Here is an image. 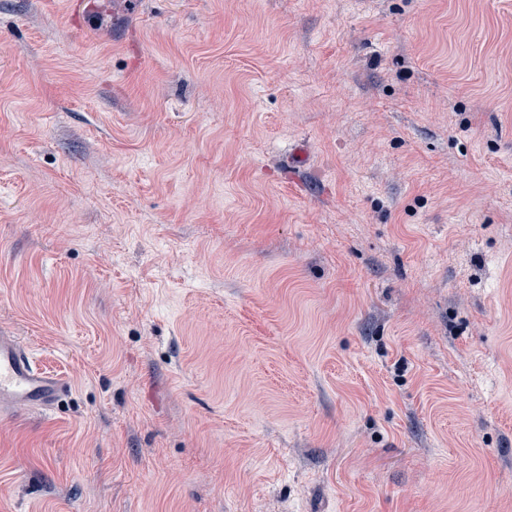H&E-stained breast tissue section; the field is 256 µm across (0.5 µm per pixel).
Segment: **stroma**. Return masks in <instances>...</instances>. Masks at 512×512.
<instances>
[{"label":"stroma","mask_w":512,"mask_h":512,"mask_svg":"<svg viewBox=\"0 0 512 512\" xmlns=\"http://www.w3.org/2000/svg\"><path fill=\"white\" fill-rule=\"evenodd\" d=\"M1 332L0 512H512V0H0ZM70 391L57 374L40 367L17 336L0 334V412L25 409L51 412Z\"/></svg>","instance_id":"obj_1"}]
</instances>
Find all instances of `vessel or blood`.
Instances as JSON below:
<instances>
[{
    "mask_svg": "<svg viewBox=\"0 0 512 512\" xmlns=\"http://www.w3.org/2000/svg\"><path fill=\"white\" fill-rule=\"evenodd\" d=\"M70 390L56 374L40 367L20 338L0 334V412H51Z\"/></svg>",
    "mask_w": 512,
    "mask_h": 512,
    "instance_id": "obj_1",
    "label": "vessel or blood"
}]
</instances>
